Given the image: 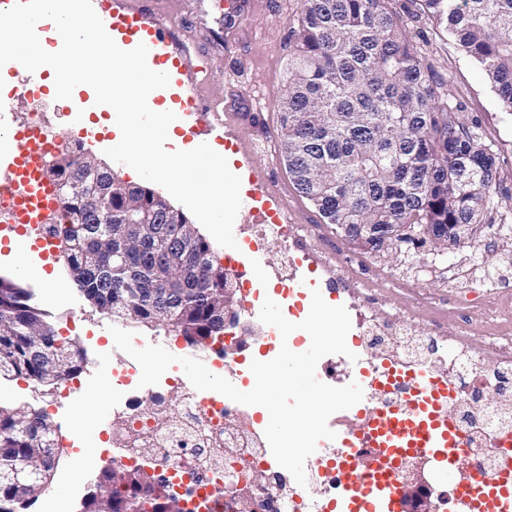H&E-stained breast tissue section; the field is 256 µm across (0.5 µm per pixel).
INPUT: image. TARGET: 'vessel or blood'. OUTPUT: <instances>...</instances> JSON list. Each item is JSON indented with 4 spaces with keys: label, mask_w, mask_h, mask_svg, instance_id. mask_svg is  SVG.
Wrapping results in <instances>:
<instances>
[{
    "label": "vessel or blood",
    "mask_w": 512,
    "mask_h": 512,
    "mask_svg": "<svg viewBox=\"0 0 512 512\" xmlns=\"http://www.w3.org/2000/svg\"><path fill=\"white\" fill-rule=\"evenodd\" d=\"M102 22L107 32L119 33L123 40L143 43L154 65L180 69L181 58L172 56L166 47L167 28L160 23H146L143 10L115 8ZM10 109L0 103V153L5 161L0 164V188L16 193V221L0 226V244L11 243L18 237H30L34 248L44 245L39 227L50 211L47 196L48 183L37 181L33 173L37 147L20 132H13ZM197 129L206 135L231 137V123L227 112L210 105L194 112ZM252 201L261 205L262 213H271L266 197L272 182L265 171L254 170L249 175ZM426 396L420 410L413 415L395 413L386 417L369 416L363 425L371 433L373 455L378 459L375 480L363 477L364 466L358 449H348L342 468L347 475L344 495L335 504L336 512H397L398 492L395 488L394 461L397 457L420 451L436 463L447 478L450 487L463 493L477 512H512V483L476 479L460 459L455 422L446 408L443 385L425 386Z\"/></svg>",
    "instance_id": "vessel-or-blood-1"
}]
</instances>
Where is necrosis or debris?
Segmentation results:
<instances>
[{"label":"necrosis or debris","mask_w":512,"mask_h":512,"mask_svg":"<svg viewBox=\"0 0 512 512\" xmlns=\"http://www.w3.org/2000/svg\"><path fill=\"white\" fill-rule=\"evenodd\" d=\"M351 346L357 355L346 367V380H375L387 367L423 372L429 378L452 385L448 402L461 440L465 465L480 471L488 480L512 481V406L495 399L475 404L466 385L496 390L501 376L512 373V323L481 314L489 330L485 348L467 345L429 351L435 332L414 325L411 317L397 314L385 318L370 314L362 302L349 306ZM170 382L181 388L178 398L152 390L128 396L113 410L105 431L104 444L119 449L118 462L128 468L142 465V449L158 448L171 490L194 500H212L224 486L223 465L211 464L209 451L220 446L238 451L239 471L262 472L267 489L253 492L254 512H331L336 494L345 486L339 467L333 466V447H326L321 460L311 469L316 494L293 488L280 471L256 429L252 412L215 393L202 395L187 387L180 374ZM418 397L411 381L373 388L366 405L354 417L368 411L404 412L416 410Z\"/></svg>","instance_id":"1"}]
</instances>
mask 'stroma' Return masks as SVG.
<instances>
[{
	"label": "stroma",
	"mask_w": 512,
	"mask_h": 512,
	"mask_svg": "<svg viewBox=\"0 0 512 512\" xmlns=\"http://www.w3.org/2000/svg\"><path fill=\"white\" fill-rule=\"evenodd\" d=\"M393 6L420 46L428 74L446 84L452 102L461 104L466 117L478 120L484 141L499 154L494 205L484 210L473 240L444 254L411 242L379 252L353 244L322 223L290 181L277 140L288 31L297 22L300 0H250L233 36L232 53L224 49V0H142L152 18L166 21L169 51L184 61L178 99L192 96L231 104L235 143L248 152L254 167L271 174L276 203L289 223L314 233L319 245L314 279H330V271L322 266L327 259L353 269L354 285L337 283L332 305L344 304L352 291L373 296L372 310L380 317L412 306L424 324L436 326L448 347L482 348L488 344V331L473 319L475 309L512 321V114L502 109L478 65L448 42L435 24L419 18L416 0H394ZM203 68L208 69L209 80L202 85L198 79ZM240 260L257 292L274 296L275 270L285 262L280 241L269 238L262 251L241 254ZM451 271L476 280L475 293L449 280ZM51 313L58 331L68 333L88 353L80 393L48 410L60 440L70 441L72 430H79L83 451L77 454L68 448L57 453L53 480L31 512H77L82 493L97 482L102 469L100 433L116 400L112 373L125 354L115 347L110 319L91 313L74 284H67L62 304L52 307Z\"/></svg>",
	"instance_id": "stroma-1"
}]
</instances>
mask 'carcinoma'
<instances>
[{"instance_id": "carcinoma-1", "label": "carcinoma", "mask_w": 512, "mask_h": 512, "mask_svg": "<svg viewBox=\"0 0 512 512\" xmlns=\"http://www.w3.org/2000/svg\"><path fill=\"white\" fill-rule=\"evenodd\" d=\"M393 0H303L288 40L278 151L295 189L345 238L344 224H478L496 187L497 153L478 148L477 121L425 71ZM421 14L475 60L512 112V0H418ZM81 144L59 233L60 260L93 311L200 349L224 335V265L210 244L151 188L112 178L101 196L86 180ZM187 253L197 275L166 266ZM19 278L0 274V379L55 389L87 362L59 336ZM56 428L29 404L0 406V512H28L40 482L18 483L22 462L51 478ZM82 512H183L137 474L103 468Z\"/></svg>"}]
</instances>
